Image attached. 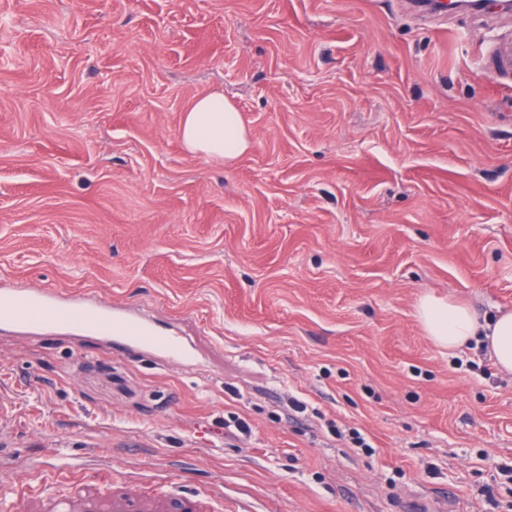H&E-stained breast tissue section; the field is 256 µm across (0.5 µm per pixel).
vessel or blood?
Segmentation results:
<instances>
[{
    "instance_id": "obj_1",
    "label": "vessel or blood",
    "mask_w": 512,
    "mask_h": 512,
    "mask_svg": "<svg viewBox=\"0 0 512 512\" xmlns=\"http://www.w3.org/2000/svg\"><path fill=\"white\" fill-rule=\"evenodd\" d=\"M481 53L494 72L512 73V42L491 43ZM0 327L23 333L58 330L90 331L133 349L158 352L173 363L192 366L193 350L179 337L154 329L117 307L90 304L53 290L4 288L0 290ZM224 493L170 495L160 484L138 485L111 464H101L89 479L69 481L65 491L53 484L14 491L12 512H213Z\"/></svg>"
}]
</instances>
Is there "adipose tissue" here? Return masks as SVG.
I'll return each instance as SVG.
<instances>
[{"label": "adipose tissue", "mask_w": 512, "mask_h": 512, "mask_svg": "<svg viewBox=\"0 0 512 512\" xmlns=\"http://www.w3.org/2000/svg\"><path fill=\"white\" fill-rule=\"evenodd\" d=\"M179 136L188 153L224 163L236 160L250 147L237 107L220 90L192 100L183 114ZM417 312L426 335L437 346L457 350L474 342L482 344L503 372L512 373V312L483 318L466 305L432 297L422 298Z\"/></svg>", "instance_id": "adipose-tissue-1"}]
</instances>
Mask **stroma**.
Returning a JSON list of instances; mask_svg holds the SVG:
<instances>
[{
    "label": "stroma",
    "mask_w": 512,
    "mask_h": 512,
    "mask_svg": "<svg viewBox=\"0 0 512 512\" xmlns=\"http://www.w3.org/2000/svg\"><path fill=\"white\" fill-rule=\"evenodd\" d=\"M505 33L415 0H0V284L197 355L0 330V486L108 448L223 479L224 512H507L512 374L417 318L512 311V77L479 51ZM214 88L252 135L230 165L179 138Z\"/></svg>",
    "instance_id": "35a3bbf8"
}]
</instances>
